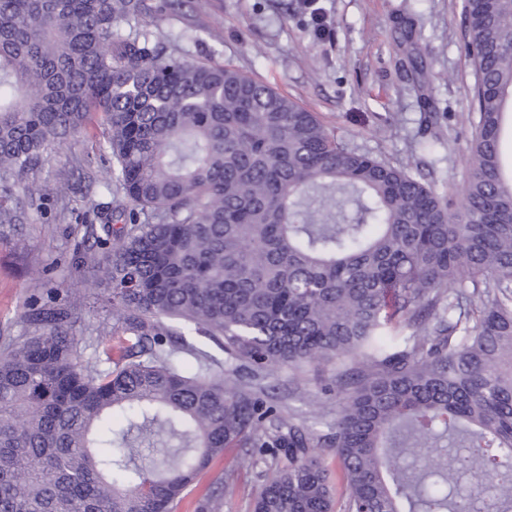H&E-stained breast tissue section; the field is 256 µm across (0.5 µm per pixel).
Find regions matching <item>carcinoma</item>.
<instances>
[{"instance_id":"1","label":"carcinoma","mask_w":512,"mask_h":512,"mask_svg":"<svg viewBox=\"0 0 512 512\" xmlns=\"http://www.w3.org/2000/svg\"><path fill=\"white\" fill-rule=\"evenodd\" d=\"M144 0H0V227L23 176L101 117L108 212L85 214L112 330L69 296L0 347V512H175L246 441L276 466L254 512H512V0H464L478 114L464 195L338 140L229 65L135 28ZM415 23L396 26L423 74ZM330 371L336 412L269 404ZM201 512H222L218 477ZM318 375L320 374L311 368L304 373H295L288 367H282L263 381L269 393L266 399L286 411L288 407L306 411L308 407L300 401L302 392L315 393L321 385L331 382L328 374Z\"/></svg>"}]
</instances>
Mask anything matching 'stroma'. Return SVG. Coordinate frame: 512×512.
Masks as SVG:
<instances>
[{
  "mask_svg": "<svg viewBox=\"0 0 512 512\" xmlns=\"http://www.w3.org/2000/svg\"><path fill=\"white\" fill-rule=\"evenodd\" d=\"M319 6L330 29L323 36L315 34L304 0H145L139 26L192 60L230 65L272 86L317 113L344 143L393 163L410 162L412 173L438 194L460 197L472 133L464 116L475 80L460 50L466 31L463 0H319ZM402 17L416 19L426 56L421 94L392 42L393 24ZM424 94L436 108L434 119L425 117ZM383 123L388 134L381 139L375 128ZM431 138L435 149L420 151L418 142ZM105 148L102 125L89 124L28 176L33 203L0 240V343L20 333L25 301L44 268L49 287L70 291L83 312L111 325L101 301L106 283L97 267L71 265L76 249L89 253L94 244L77 233L76 216L111 200L109 174L100 162ZM328 382V375L314 370L283 367L264 384L271 403L299 410L302 393ZM273 469L269 458L248 445L230 446L177 512H196L216 476L229 470L237 481L224 498L223 512H253L254 497Z\"/></svg>",
  "mask_w": 512,
  "mask_h": 512,
  "instance_id": "1",
  "label": "stroma"
}]
</instances>
